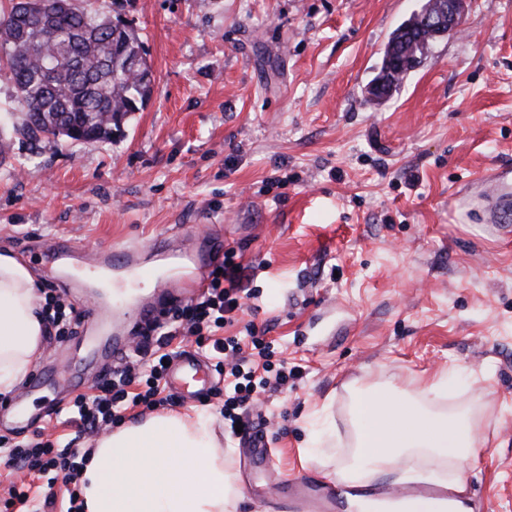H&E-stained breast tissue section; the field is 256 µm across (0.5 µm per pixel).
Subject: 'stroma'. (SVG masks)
<instances>
[{
    "instance_id": "stroma-1",
    "label": "stroma",
    "mask_w": 512,
    "mask_h": 512,
    "mask_svg": "<svg viewBox=\"0 0 512 512\" xmlns=\"http://www.w3.org/2000/svg\"><path fill=\"white\" fill-rule=\"evenodd\" d=\"M131 21L152 91L121 134L31 145L0 76V253L28 263L41 288L73 308L68 333L44 338L27 377L0 406L72 405L92 395L100 366L65 379L106 284L127 336L138 298L154 286L51 272L54 237L87 253L133 244L150 253L214 232L254 273L226 337L248 327L303 377L261 395L249 413L272 454L251 462L249 435H229L221 408L181 401L213 418L224 464L244 499L237 512H278L279 487L327 480L354 461L349 389L415 387L444 375L437 406L471 405L481 447L469 479L476 512H512V224L494 233L480 214L459 219L456 196L479 173L512 166V0H468L460 33L434 41L386 100L367 88L392 32L421 0H79ZM42 432L66 444L56 418L19 426L0 415V440Z\"/></svg>"
}]
</instances>
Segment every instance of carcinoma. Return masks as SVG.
I'll return each mask as SVG.
<instances>
[{"mask_svg": "<svg viewBox=\"0 0 512 512\" xmlns=\"http://www.w3.org/2000/svg\"><path fill=\"white\" fill-rule=\"evenodd\" d=\"M396 39L400 54L384 52L375 77L393 70L394 87L434 41L410 18L394 30ZM0 60L23 114L17 132L35 144L109 140L152 90L134 27L67 0H11L0 14Z\"/></svg>", "mask_w": 512, "mask_h": 512, "instance_id": "carcinoma-1", "label": "carcinoma"}]
</instances>
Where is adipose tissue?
Here are the masks:
<instances>
[{
    "instance_id": "ef3b65f1",
    "label": "adipose tissue",
    "mask_w": 512,
    "mask_h": 512,
    "mask_svg": "<svg viewBox=\"0 0 512 512\" xmlns=\"http://www.w3.org/2000/svg\"><path fill=\"white\" fill-rule=\"evenodd\" d=\"M38 281L15 256L0 253V394L11 392L38 354L46 331ZM444 379L397 392L356 389L350 415L355 465L336 480L351 488L387 479L444 487V500L348 495L349 512H474L469 467L478 454L475 414L433 408ZM85 512H231L224 452L209 417L169 412L98 438L80 474Z\"/></svg>"
}]
</instances>
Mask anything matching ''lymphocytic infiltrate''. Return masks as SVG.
<instances>
[{"mask_svg": "<svg viewBox=\"0 0 512 512\" xmlns=\"http://www.w3.org/2000/svg\"><path fill=\"white\" fill-rule=\"evenodd\" d=\"M248 276L232 253H225L217 268L207 276L206 290L196 301L173 305L163 319L140 333L136 346L125 354L98 382L92 397H78L67 410L66 424L74 427L75 439L103 432L121 424L135 408L154 410L166 406L167 362L174 357L171 345L181 336L195 337L206 345L217 367L224 370V419L228 427L243 425L242 411L268 391L284 390L300 374L299 367L287 360L272 364L269 343L258 336L242 341L236 338L206 340L204 333L220 329L234 320L242 301L249 297ZM88 459L72 446L55 447L53 442L35 438L10 447L6 467L46 475L64 472L66 480L78 478Z\"/></svg>", "mask_w": 512, "mask_h": 512, "instance_id": "1", "label": "lymphocytic infiltrate"}]
</instances>
